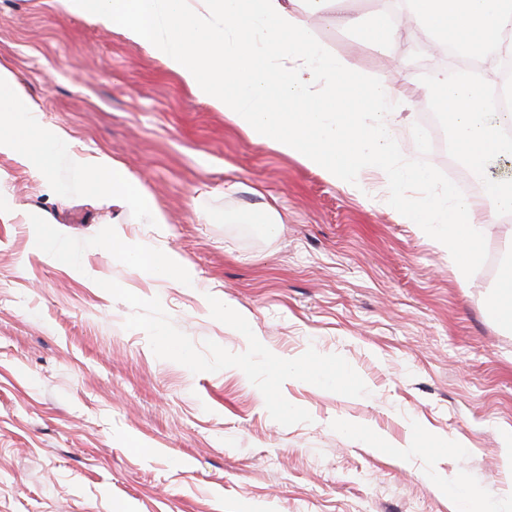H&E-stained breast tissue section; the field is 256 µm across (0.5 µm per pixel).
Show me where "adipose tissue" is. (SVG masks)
Masks as SVG:
<instances>
[{"instance_id":"obj_1","label":"adipose tissue","mask_w":512,"mask_h":512,"mask_svg":"<svg viewBox=\"0 0 512 512\" xmlns=\"http://www.w3.org/2000/svg\"><path fill=\"white\" fill-rule=\"evenodd\" d=\"M61 2L150 49L199 102L223 112L250 141L300 158L368 204H393L402 223L416 225L447 253L459 281H467L480 262L479 228L452 187L414 202L399 199L404 186L425 185L433 177L430 168L408 160L392 128L403 102L401 84L358 73L312 37L315 26H359L345 0ZM1 153L34 164L46 181L54 163L66 158L73 169L95 173V194L144 214L148 223L166 221L123 165L102 153L74 150L62 133L46 127L14 71L2 64ZM373 173L379 183L370 181ZM110 247L139 273L192 283L171 251L130 249L117 230Z\"/></svg>"}]
</instances>
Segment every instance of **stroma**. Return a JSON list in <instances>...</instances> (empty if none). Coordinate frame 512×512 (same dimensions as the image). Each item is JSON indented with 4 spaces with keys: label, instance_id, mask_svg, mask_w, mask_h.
<instances>
[{
    "label": "stroma",
    "instance_id": "35a3bbf8",
    "mask_svg": "<svg viewBox=\"0 0 512 512\" xmlns=\"http://www.w3.org/2000/svg\"><path fill=\"white\" fill-rule=\"evenodd\" d=\"M313 37L386 82L401 59L447 66L421 52L418 32L385 49L337 25ZM0 61L46 125L121 163L167 217L149 224L90 195L93 174L64 161L45 182L0 154V512H459L471 493L512 512V466L499 451L512 432V327L489 305L512 259V222L484 223L488 206L474 209L484 262L461 285L447 255L391 207L252 143L150 50L58 0H0ZM428 100L412 83L395 128L434 173L408 189L412 199L439 192L447 163L410 138ZM43 225L74 267L49 262ZM116 228L130 246L172 251L196 287L137 274L107 248ZM100 279L159 297L195 344L245 351L211 317L215 296L248 315L272 353L341 355L369 393L287 380L283 396L312 420L282 426L240 369L195 374L157 358ZM345 422L387 448L348 438ZM432 436L458 452L432 454ZM411 441L417 452L401 455Z\"/></svg>",
    "mask_w": 512,
    "mask_h": 512
}]
</instances>
